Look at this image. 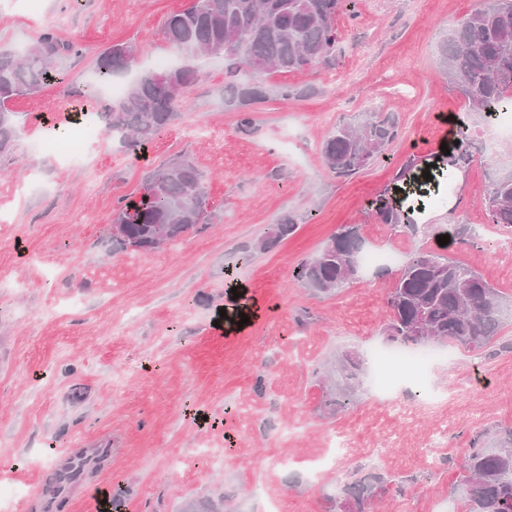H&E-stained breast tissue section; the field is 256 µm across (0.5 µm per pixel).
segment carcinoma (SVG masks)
<instances>
[{"label": "carcinoma", "mask_w": 512, "mask_h": 512, "mask_svg": "<svg viewBox=\"0 0 512 512\" xmlns=\"http://www.w3.org/2000/svg\"><path fill=\"white\" fill-rule=\"evenodd\" d=\"M346 0H193L187 9L173 13L166 22L169 42L184 56H222L225 73L232 78L228 103L239 107L237 125L253 127L250 103L265 92L234 77L244 68L270 67L282 72L332 60L336 17ZM72 42L62 40L49 28L22 52L0 47V152L11 147L17 133V113L9 102L32 94L48 82H61L66 74L59 59L78 54ZM436 53L448 78L474 111L489 117L512 110V0H482L442 38ZM137 59L136 48L116 44L104 50L94 65L95 91L81 100L101 99V88L123 77ZM197 71L177 67L161 71L144 67L127 82L121 97L108 100L99 116L112 134L133 149L144 148L162 129L173 124L186 102V92ZM177 84L182 94L175 98L170 88ZM397 122L365 116L356 125L338 126L322 143V155L338 178H349L381 157L398 139ZM474 160L467 128L458 130V143L448 166L468 165ZM206 179L191 160L178 158L151 172L141 187L140 199L120 202L112 214V243L121 249L152 251L184 234L208 228ZM487 223L512 228V174L494 177L484 195ZM375 209L392 229L418 232L399 205L380 198ZM296 220L288 215L274 225L261 242L268 250L292 235ZM363 237L358 224H346L330 237L321 250L294 270L296 281L316 294L332 295L358 272ZM391 315L384 328L386 340L416 346L414 330L426 324L431 334L471 350L485 348L508 319V306L501 292L470 267L440 257L434 250L417 249L405 264L391 289ZM363 362L351 353L338 356L327 371L324 408L330 413L350 404L349 393L360 381ZM100 448L77 453V462L53 474L50 504L64 506L66 486L82 474V465L103 463ZM467 475L461 481L466 512H512V432L484 447L473 442L465 456ZM388 479L379 474L357 477L339 486L332 499L336 512H374L377 493Z\"/></svg>", "instance_id": "obj_1"}]
</instances>
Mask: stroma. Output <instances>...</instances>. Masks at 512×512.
Instances as JSON below:
<instances>
[{"mask_svg":"<svg viewBox=\"0 0 512 512\" xmlns=\"http://www.w3.org/2000/svg\"><path fill=\"white\" fill-rule=\"evenodd\" d=\"M191 0H0V46L33 43L48 28L78 44L62 59L69 79L10 104L14 145L0 153V512H42L51 463L110 444L112 456L68 495L61 512H179L187 499H223L224 512H331L337 486L358 471L390 484L378 512H465L458 486L474 437L512 429V323L481 350L447 344L421 396L400 383L411 419L399 422L361 379L348 409L323 408L317 372L336 355L368 357L382 345L388 293L400 269H360L338 294L316 295L293 272L344 224L362 227L364 249L435 248L434 229L457 232L443 254L512 297V232L476 235L479 198L491 173L512 171V141L486 147L481 116L453 90L438 41L481 0H349L337 17L333 65L277 73L249 70L266 93L241 131L227 102L224 61L190 60L199 79L178 120L156 134L147 155L110 135L69 160L42 150L48 125L64 119L93 79L106 48L130 43L141 57L181 65L164 36L166 18ZM285 84L299 98H276ZM392 115L400 137L349 178L326 166L321 145L336 126L366 113ZM467 127L473 162L425 197L417 236H397L373 203L401 198L410 168L421 177L442 155L443 135ZM189 157L206 179L209 226L154 251L112 247L110 219L136 197L143 177ZM296 231L256 250L285 215ZM243 282L252 317L243 331H219L227 286ZM205 413L207 423L195 420ZM345 434L348 460L332 458ZM397 446L372 451L388 437Z\"/></svg>","mask_w":512,"mask_h":512,"instance_id":"stroma-1","label":"stroma"}]
</instances>
